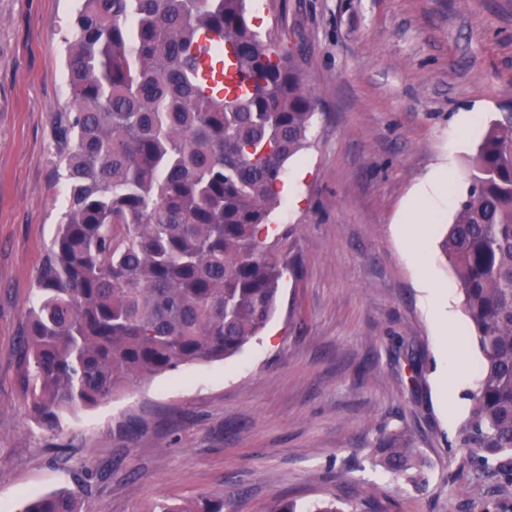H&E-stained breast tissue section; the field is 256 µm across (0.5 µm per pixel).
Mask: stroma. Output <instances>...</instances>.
Segmentation results:
<instances>
[{"instance_id":"1","label":"stroma","mask_w":512,"mask_h":512,"mask_svg":"<svg viewBox=\"0 0 512 512\" xmlns=\"http://www.w3.org/2000/svg\"><path fill=\"white\" fill-rule=\"evenodd\" d=\"M318 107L288 163L290 270L265 330L237 355L141 381L58 430L30 416L19 340L37 269L65 210L57 126L77 0H0V512L70 491L82 512H149L206 494L224 512L333 496L346 512H512L455 445L468 402L440 395L441 328L395 234L437 165L452 195L488 127L512 111V0H249ZM476 125L460 133V119ZM416 449L426 486L393 478L374 444Z\"/></svg>"}]
</instances>
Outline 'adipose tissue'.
I'll return each mask as SVG.
<instances>
[{
  "mask_svg": "<svg viewBox=\"0 0 512 512\" xmlns=\"http://www.w3.org/2000/svg\"><path fill=\"white\" fill-rule=\"evenodd\" d=\"M447 167L439 166L412 190L411 203L399 232L409 249V259L416 272L417 283L423 293L425 306L434 318L445 322L451 314L444 302L445 291L437 287L430 275L426 260V234L417 232V225L427 223L435 214L437 205L448 194Z\"/></svg>",
  "mask_w": 512,
  "mask_h": 512,
  "instance_id": "obj_1",
  "label": "adipose tissue"
}]
</instances>
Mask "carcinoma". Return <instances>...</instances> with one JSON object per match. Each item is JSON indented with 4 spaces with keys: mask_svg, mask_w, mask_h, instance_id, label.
Listing matches in <instances>:
<instances>
[{
    "mask_svg": "<svg viewBox=\"0 0 512 512\" xmlns=\"http://www.w3.org/2000/svg\"><path fill=\"white\" fill-rule=\"evenodd\" d=\"M213 86L200 80L198 38ZM250 91H224V58ZM73 110L59 129L66 210L19 347L33 418L49 429L138 381L221 360L274 314L286 263L268 242L277 184L307 143L316 97L263 39L246 0H79L67 48ZM441 248L481 352L456 444L476 480L512 487V115L481 142ZM395 477L424 483L412 448L378 438ZM20 512H81L73 492ZM153 512H224L208 496Z\"/></svg>",
    "mask_w": 512,
    "mask_h": 512,
    "instance_id": "carcinoma-1",
    "label": "carcinoma"
}]
</instances>
